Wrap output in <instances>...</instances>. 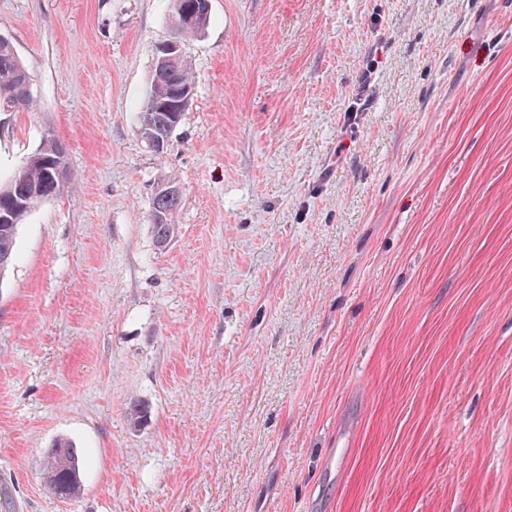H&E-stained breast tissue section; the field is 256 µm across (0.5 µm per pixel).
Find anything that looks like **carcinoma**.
I'll return each instance as SVG.
<instances>
[{"label": "carcinoma", "instance_id": "obj_1", "mask_svg": "<svg viewBox=\"0 0 512 512\" xmlns=\"http://www.w3.org/2000/svg\"><path fill=\"white\" fill-rule=\"evenodd\" d=\"M187 21L178 32L180 41L203 33L209 13L198 9L199 0H180ZM150 88L170 102L178 101L180 93L194 88L193 74L187 58L181 55L172 62L153 65ZM34 106L30 77L13 44L0 38V112L29 111ZM178 116L166 107L143 103L136 115V132L156 154L164 153ZM37 158L24 159L19 168L0 182V274H4L15 256L18 227L40 203L61 196L68 187V172L62 150L53 136L44 138L34 151ZM180 195L156 192L150 210L151 233L158 245L169 242L175 234V217ZM43 479L61 499L80 495L82 481L80 459L71 442L61 438L44 459Z\"/></svg>", "mask_w": 512, "mask_h": 512}]
</instances>
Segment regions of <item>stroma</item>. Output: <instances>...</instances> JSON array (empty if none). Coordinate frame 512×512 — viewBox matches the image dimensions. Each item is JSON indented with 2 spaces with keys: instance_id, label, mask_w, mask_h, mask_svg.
I'll use <instances>...</instances> for the list:
<instances>
[{
  "instance_id": "stroma-1",
  "label": "stroma",
  "mask_w": 512,
  "mask_h": 512,
  "mask_svg": "<svg viewBox=\"0 0 512 512\" xmlns=\"http://www.w3.org/2000/svg\"><path fill=\"white\" fill-rule=\"evenodd\" d=\"M172 35L169 0H0L35 99L0 178L49 134L73 176L0 276V498L512 512V0H210L158 155L135 116ZM162 188L156 192L152 199L150 210V227L155 242L159 246L168 244L175 234L176 226L175 217L180 202V194L163 193ZM80 467L76 449L69 440L61 438L46 453L43 479L56 496L72 499L82 490Z\"/></svg>"
}]
</instances>
